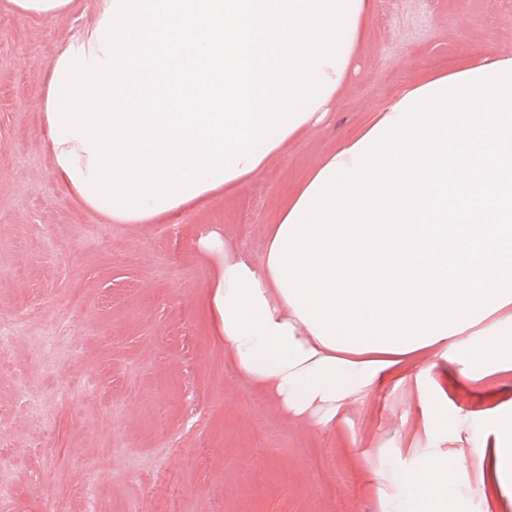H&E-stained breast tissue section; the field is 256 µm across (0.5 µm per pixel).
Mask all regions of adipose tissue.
<instances>
[{
	"label": "adipose tissue",
	"mask_w": 512,
	"mask_h": 512,
	"mask_svg": "<svg viewBox=\"0 0 512 512\" xmlns=\"http://www.w3.org/2000/svg\"><path fill=\"white\" fill-rule=\"evenodd\" d=\"M372 12L373 0H97L43 95L57 179L117 224L233 192L344 96ZM199 248L224 254L208 310L225 352L317 427L435 348L465 381L512 370V56L394 96L284 203L260 266L215 233ZM434 369L420 405L444 433L463 415ZM471 436L402 474L397 512H460L448 473L472 459L479 494H512V404Z\"/></svg>",
	"instance_id": "ef3b65f1"
}]
</instances>
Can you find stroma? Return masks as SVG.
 <instances>
[{
    "label": "stroma",
    "instance_id": "1",
    "mask_svg": "<svg viewBox=\"0 0 512 512\" xmlns=\"http://www.w3.org/2000/svg\"><path fill=\"white\" fill-rule=\"evenodd\" d=\"M57 19L0 0V512H395L394 474L426 449L470 447L469 422L432 431L418 368L348 399L332 425L284 415L214 336L208 288L219 232L260 264L266 227L310 169L421 76L512 56V0H374L367 45L327 124L259 176L156 224L86 209L50 166L42 92L53 60L93 18ZM449 409L512 401V370L459 387L439 361ZM456 476L464 512H512Z\"/></svg>",
    "mask_w": 512,
    "mask_h": 512
}]
</instances>
